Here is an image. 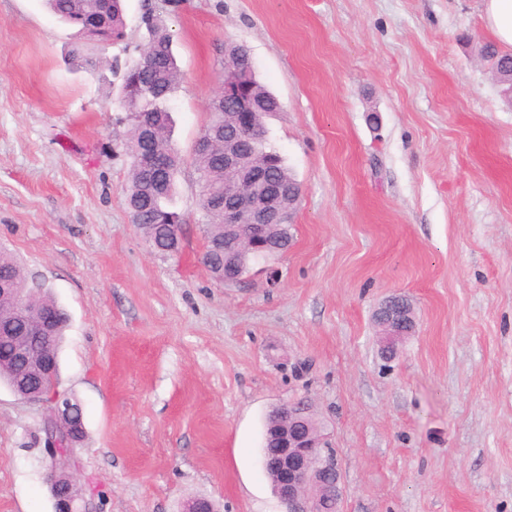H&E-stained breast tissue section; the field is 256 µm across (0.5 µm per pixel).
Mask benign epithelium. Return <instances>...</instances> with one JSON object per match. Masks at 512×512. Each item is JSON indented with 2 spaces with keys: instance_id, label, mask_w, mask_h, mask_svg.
<instances>
[{
  "instance_id": "benign-epithelium-1",
  "label": "benign epithelium",
  "mask_w": 512,
  "mask_h": 512,
  "mask_svg": "<svg viewBox=\"0 0 512 512\" xmlns=\"http://www.w3.org/2000/svg\"><path fill=\"white\" fill-rule=\"evenodd\" d=\"M224 96L235 111L225 113V125L249 137L260 128L244 79L236 68H224ZM288 195L278 185L255 173L250 157L236 151L235 141L224 142V224L235 238L237 259L247 266L248 256L269 248L267 229L285 224L292 206L284 205ZM57 311L35 308L26 299L18 300L14 321L22 332L9 337V356L20 366L36 364L41 372L40 387H50V401L42 393L13 391L24 399L42 404L44 448L52 465L50 491L54 512H86L81 507V490L73 471V451L81 443L83 418L77 415L73 399L59 390L57 358L46 345L53 339ZM377 323L386 330V349L415 331L412 308L402 296H392L378 308ZM267 435L271 446L262 449L263 468L274 476L275 494L285 512H336L342 498L341 474L334 453L325 449L322 437L312 431L302 402L283 403L270 412Z\"/></svg>"
}]
</instances>
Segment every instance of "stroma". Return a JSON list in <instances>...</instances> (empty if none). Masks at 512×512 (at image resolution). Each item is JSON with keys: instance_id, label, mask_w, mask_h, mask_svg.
<instances>
[{"instance_id": "1", "label": "stroma", "mask_w": 512, "mask_h": 512, "mask_svg": "<svg viewBox=\"0 0 512 512\" xmlns=\"http://www.w3.org/2000/svg\"><path fill=\"white\" fill-rule=\"evenodd\" d=\"M149 13L182 73L175 255L131 221L108 65L139 60ZM123 19L89 71L44 0H0V250L69 316L90 512H284L260 450L297 400L336 451L340 512H512V94L484 0H124ZM228 42L281 101L267 139L302 186L288 252L232 285L202 262L193 164ZM391 295L416 328L388 359ZM42 422L0 384V512H54Z\"/></svg>"}]
</instances>
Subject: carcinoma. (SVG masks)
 <instances>
[{"instance_id":"1","label":"carcinoma","mask_w":512,"mask_h":512,"mask_svg":"<svg viewBox=\"0 0 512 512\" xmlns=\"http://www.w3.org/2000/svg\"><path fill=\"white\" fill-rule=\"evenodd\" d=\"M47 8L61 21L78 29L77 41L70 51L71 60L78 66L93 65L84 54L81 23L97 19L104 23L108 39L106 48L122 36L121 0H45ZM150 39L149 52L128 68L122 76V87L129 95L120 104L129 120L147 119L158 129L151 141L142 140L136 131L126 142L132 158V173L126 201L133 224L149 238L154 246L165 247L167 240L179 232L181 216L169 208L175 190V175L183 159L170 137L171 113L166 107L178 88L181 75L171 50L172 34L163 25L146 16ZM484 54L492 61L495 72L508 71L512 53H503L495 45L484 46ZM250 94L261 112L280 111L278 99L264 85L251 78ZM211 120L204 129L211 144L206 150L194 153V164L203 180L201 207L205 213L207 238L203 260L213 276L224 275V113L232 111L229 102L219 95L210 103ZM266 174L284 184L298 187L299 183L288 169L283 157L268 144L258 142L248 148ZM0 288L14 289V296L0 299V319L6 321L17 297L31 296L39 306L56 307L58 303L47 292L30 287L12 256L0 252Z\"/></svg>"}]
</instances>
